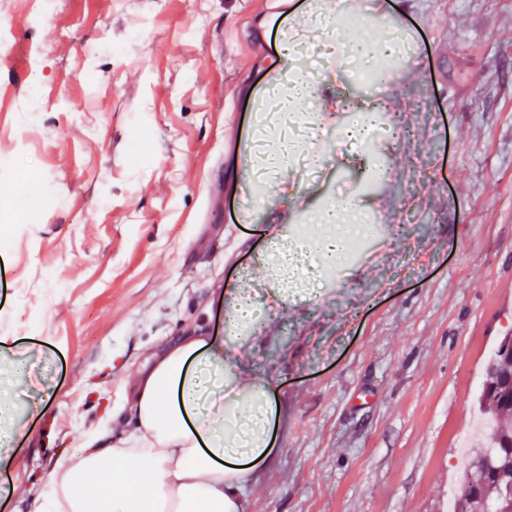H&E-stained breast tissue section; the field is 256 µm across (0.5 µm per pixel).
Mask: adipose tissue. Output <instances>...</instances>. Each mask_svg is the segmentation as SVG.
Instances as JSON below:
<instances>
[{
	"mask_svg": "<svg viewBox=\"0 0 512 512\" xmlns=\"http://www.w3.org/2000/svg\"><path fill=\"white\" fill-rule=\"evenodd\" d=\"M326 33L335 37L338 64L356 69L371 68L378 54L401 53L394 40L371 43L341 30L332 12L298 15L288 38L313 42ZM335 82V66L326 67L317 84L289 77L287 111L274 118L255 112V124L272 138V169H288L300 154L324 160L329 146L321 134L329 127L341 145L374 151V124L356 115L336 123L320 99L319 84ZM364 216L354 194L321 204L319 227L304 240L321 271H334L346 254L337 225ZM283 296L263 280L224 289V335L194 325L157 351L138 370L125 405L128 431L117 435L104 426L91 432L86 451L54 467L32 495V512H239L243 482L274 459L279 416L273 399L278 368L257 377L244 361L268 330L261 316L266 301Z\"/></svg>",
	"mask_w": 512,
	"mask_h": 512,
	"instance_id": "ef3b65f1",
	"label": "adipose tissue"
}]
</instances>
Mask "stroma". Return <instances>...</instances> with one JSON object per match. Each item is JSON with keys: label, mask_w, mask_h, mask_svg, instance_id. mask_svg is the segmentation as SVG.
Masks as SVG:
<instances>
[{"label": "stroma", "mask_w": 512, "mask_h": 512, "mask_svg": "<svg viewBox=\"0 0 512 512\" xmlns=\"http://www.w3.org/2000/svg\"><path fill=\"white\" fill-rule=\"evenodd\" d=\"M315 0H0V396L33 407L11 479L39 485L107 423L146 358L193 324L224 329L220 288L277 272L292 218L354 193L366 155L332 147L239 216L241 148L293 15ZM416 54L391 182L368 200L392 239L320 295L272 302L277 454L242 512H448L488 359L512 333V0H398ZM117 44V56L90 57ZM39 95H31V85Z\"/></svg>", "instance_id": "obj_1"}]
</instances>
